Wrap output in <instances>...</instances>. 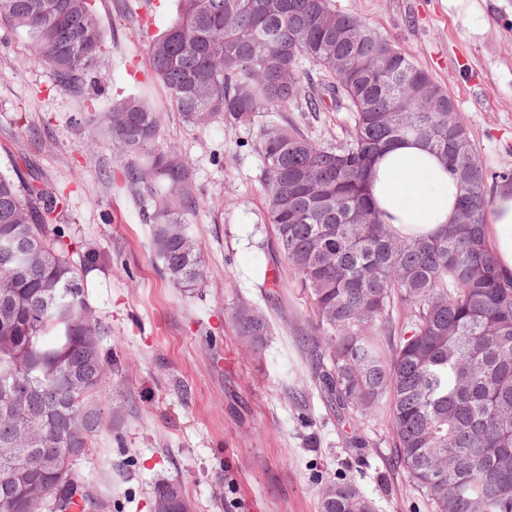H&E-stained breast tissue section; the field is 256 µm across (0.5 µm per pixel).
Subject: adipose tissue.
I'll list each match as a JSON object with an SVG mask.
<instances>
[{"label":"adipose tissue","instance_id":"obj_1","mask_svg":"<svg viewBox=\"0 0 512 512\" xmlns=\"http://www.w3.org/2000/svg\"><path fill=\"white\" fill-rule=\"evenodd\" d=\"M367 191L383 220L406 232L429 234L454 219L457 186L444 161L416 140L375 157ZM485 234L501 269L512 272V186L496 189Z\"/></svg>","mask_w":512,"mask_h":512}]
</instances>
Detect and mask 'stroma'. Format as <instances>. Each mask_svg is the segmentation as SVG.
<instances>
[{
	"mask_svg": "<svg viewBox=\"0 0 512 512\" xmlns=\"http://www.w3.org/2000/svg\"><path fill=\"white\" fill-rule=\"evenodd\" d=\"M390 38L453 97L487 165L512 170V0H492L486 32L473 39L444 0H333ZM108 39L93 77L98 97L56 87L27 49L0 37V168L8 155L39 163L68 200L65 221L95 242L112 269L89 281V300L112 328L105 346L118 361L103 394L120 417L73 469L92 494V512H151L157 479L182 484L192 512H320V489L353 479L376 512H432L396 461L387 415L361 424L353 448L314 382L305 336L312 316L299 288L267 300L257 269L269 222L259 131H225L221 121L186 126L168 110L159 141L197 172L198 205L187 215L208 277L193 293L174 288L156 261L142 203L124 188V158L108 143L84 147L75 113L104 105L147 75L130 20L117 0H98ZM25 114L26 126L17 123ZM311 138L344 139L349 110L288 115ZM281 113H273L281 121ZM256 304L271 327L261 353H246L230 314Z\"/></svg>",
	"mask_w": 512,
	"mask_h": 512,
	"instance_id": "35a3bbf8",
	"label": "stroma"
}]
</instances>
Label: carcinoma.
Wrapping results in <instances>:
<instances>
[{"label":"carcinoma","mask_w":512,"mask_h":512,"mask_svg":"<svg viewBox=\"0 0 512 512\" xmlns=\"http://www.w3.org/2000/svg\"><path fill=\"white\" fill-rule=\"evenodd\" d=\"M0 29L23 43L56 86L83 93L107 48L97 0H0ZM148 77L74 122L108 133L130 158L128 191L153 224L165 278L193 291L207 278L186 229L196 172L159 143L167 108L198 127L233 131L305 102L347 104L346 140L325 143L293 122L260 126L274 256L312 309L318 385L340 420L389 416L397 459L433 512H512V273L489 245L492 195L512 171L482 160L454 99L362 17L331 0H171L170 22L146 32ZM323 73L308 89L303 61ZM415 138L441 157L470 224L405 235L384 223L366 191L373 157ZM66 197L34 168L0 171V512H75L90 495L72 462L112 420L103 383L110 328L87 299V275L106 266L60 222ZM403 321L394 318L396 307ZM257 354L270 325L247 302L231 314ZM152 508L190 512L180 484L158 481ZM320 512H374L351 481L326 484Z\"/></svg>","instance_id":"cac0c4a2"}]
</instances>
